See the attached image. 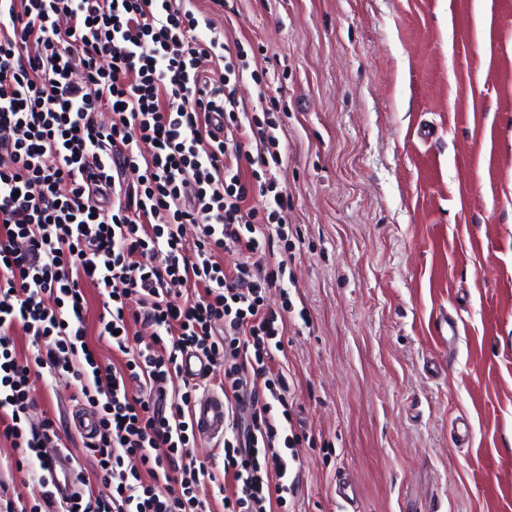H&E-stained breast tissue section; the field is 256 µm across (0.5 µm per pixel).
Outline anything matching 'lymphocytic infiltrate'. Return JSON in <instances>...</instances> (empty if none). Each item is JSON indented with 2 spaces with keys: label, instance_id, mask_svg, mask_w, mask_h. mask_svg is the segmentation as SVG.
<instances>
[{
  "label": "lymphocytic infiltrate",
  "instance_id": "f902f5d3",
  "mask_svg": "<svg viewBox=\"0 0 512 512\" xmlns=\"http://www.w3.org/2000/svg\"><path fill=\"white\" fill-rule=\"evenodd\" d=\"M183 2L0 0V439L16 468L33 455L41 469L39 493L0 512H281L298 490L288 378L272 368L292 302L276 311L266 298L288 268L273 250L290 205L270 175L277 123L240 109L243 47ZM88 284L103 299L98 336L122 364L90 348ZM188 350L224 368L220 476L191 452L192 406L213 380L183 379ZM46 373L68 376L95 419V468L76 479L99 477L98 495L52 494L60 438L32 417ZM209 483L218 499L200 497Z\"/></svg>",
  "mask_w": 512,
  "mask_h": 512
}]
</instances>
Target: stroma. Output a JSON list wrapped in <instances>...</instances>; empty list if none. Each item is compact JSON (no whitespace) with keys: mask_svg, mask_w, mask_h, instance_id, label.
<instances>
[{"mask_svg":"<svg viewBox=\"0 0 512 512\" xmlns=\"http://www.w3.org/2000/svg\"><path fill=\"white\" fill-rule=\"evenodd\" d=\"M189 7L242 43L238 96L282 119L294 311L275 361L302 437L289 512H512V0ZM71 393L36 383L82 462ZM14 457L0 446V482L31 498L39 462Z\"/></svg>","mask_w":512,"mask_h":512,"instance_id":"35a3bbf8","label":"stroma"}]
</instances>
